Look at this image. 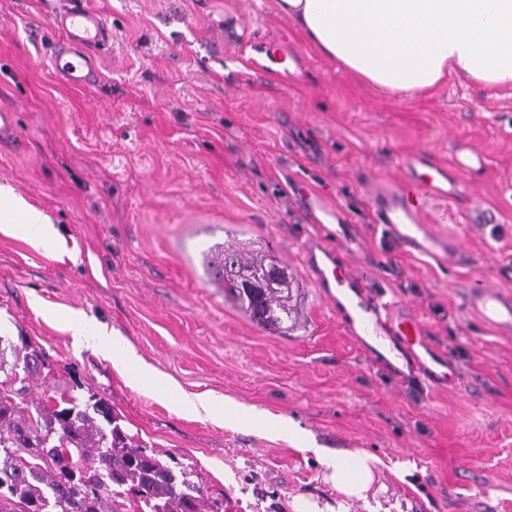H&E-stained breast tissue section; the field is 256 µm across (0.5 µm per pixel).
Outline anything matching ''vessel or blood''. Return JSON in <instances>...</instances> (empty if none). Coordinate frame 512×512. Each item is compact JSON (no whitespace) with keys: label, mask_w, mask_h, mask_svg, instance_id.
Returning <instances> with one entry per match:
<instances>
[{"label":"vessel or blood","mask_w":512,"mask_h":512,"mask_svg":"<svg viewBox=\"0 0 512 512\" xmlns=\"http://www.w3.org/2000/svg\"><path fill=\"white\" fill-rule=\"evenodd\" d=\"M53 28L63 37L62 45L51 58L53 70L72 84L88 83L96 73L95 48L107 43L110 33L104 18L84 6L82 0H62L52 14ZM401 165L406 177L392 186L376 187L372 208L377 224L401 249L436 261L448 258L465 262L467 254L459 241L435 233L423 220L424 205L435 198L452 201L467 192L464 183L445 168L429 162L423 154L405 157ZM350 240L337 235L328 242L309 235L301 239L306 272L318 287L348 289L349 303H337V317L346 318L347 306H355L354 318H346L349 330L360 336L386 337L406 352L427 350L422 319L395 297L370 292L365 276L348 258ZM466 306L488 324L512 329V293L494 285H480L465 296ZM447 357L432 354L429 363L416 366L405 380L423 389H442L460 383L457 373L448 371Z\"/></svg>","instance_id":"b4317fda"}]
</instances>
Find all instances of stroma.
<instances>
[{"label": "stroma", "mask_w": 512, "mask_h": 512, "mask_svg": "<svg viewBox=\"0 0 512 512\" xmlns=\"http://www.w3.org/2000/svg\"><path fill=\"white\" fill-rule=\"evenodd\" d=\"M107 22L100 78L76 88L49 67L56 38L42 0H0V186L46 214L57 241L31 245L0 226V336L48 364L28 396L104 398L135 443L181 464L224 512H512V331L470 314L475 286L512 288V86L448 74L395 95L319 53L276 0H84ZM288 53L269 66L263 45ZM483 154L457 201L425 216L460 239L469 263L400 249L374 224L376 183L399 182L422 152L451 168ZM341 208L353 264L395 293L465 390L401 379L413 358L340 321L305 273L299 240L332 241L305 193ZM271 251L299 283L298 327L263 331L224 300L205 256L228 233ZM79 312L162 374L172 396L206 398L209 417L171 398L65 324ZM290 420L298 442L225 419L224 403ZM378 460L367 500H342L325 451Z\"/></svg>", "instance_id": "stroma-1"}]
</instances>
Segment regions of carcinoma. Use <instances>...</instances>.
I'll return each mask as SVG.
<instances>
[{
	"instance_id": "carcinoma-1",
	"label": "carcinoma",
	"mask_w": 512,
	"mask_h": 512,
	"mask_svg": "<svg viewBox=\"0 0 512 512\" xmlns=\"http://www.w3.org/2000/svg\"><path fill=\"white\" fill-rule=\"evenodd\" d=\"M227 237L208 261L223 269L225 300L263 330L288 332L300 316L285 267L270 251ZM43 368L38 354L0 346V512H220L218 502L204 504L197 484L133 444L106 400L28 401L25 382Z\"/></svg>"
}]
</instances>
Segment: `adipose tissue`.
<instances>
[{"instance_id": "adipose-tissue-1", "label": "adipose tissue", "mask_w": 512, "mask_h": 512, "mask_svg": "<svg viewBox=\"0 0 512 512\" xmlns=\"http://www.w3.org/2000/svg\"><path fill=\"white\" fill-rule=\"evenodd\" d=\"M279 10L323 55L368 84L414 93L446 73L484 84L512 83V0H277ZM0 223L17 224L34 246L49 241V219L0 187ZM77 342L94 346L135 382L159 391L162 376L134 363L123 347L87 318L71 319ZM366 453H337L329 478L347 499H362L374 481Z\"/></svg>"}]
</instances>
